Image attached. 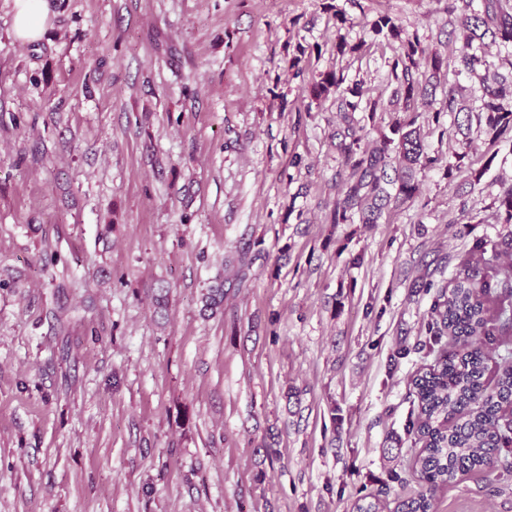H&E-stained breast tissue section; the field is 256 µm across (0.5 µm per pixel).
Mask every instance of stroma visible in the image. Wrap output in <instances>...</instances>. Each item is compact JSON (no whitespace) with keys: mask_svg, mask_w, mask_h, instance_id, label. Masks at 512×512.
Returning <instances> with one entry per match:
<instances>
[{"mask_svg":"<svg viewBox=\"0 0 512 512\" xmlns=\"http://www.w3.org/2000/svg\"><path fill=\"white\" fill-rule=\"evenodd\" d=\"M323 2L47 0L23 44L0 0V512H349L421 490L411 379L451 347L425 344L435 297L475 240L512 233V132L464 145L424 114L419 195L332 223L336 106L306 88L340 69L387 93L395 54L340 56L337 35L386 12L441 50L449 26L446 0ZM300 45L318 53L295 71ZM511 261L483 270L491 377L512 365ZM432 503L512 512V470Z\"/></svg>","mask_w":512,"mask_h":512,"instance_id":"35a3bbf8","label":"stroma"}]
</instances>
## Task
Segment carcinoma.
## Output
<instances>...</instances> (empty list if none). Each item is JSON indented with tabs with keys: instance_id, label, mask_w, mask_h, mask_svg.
I'll return each mask as SVG.
<instances>
[{
	"instance_id": "cac0c4a2",
	"label": "carcinoma",
	"mask_w": 512,
	"mask_h": 512,
	"mask_svg": "<svg viewBox=\"0 0 512 512\" xmlns=\"http://www.w3.org/2000/svg\"><path fill=\"white\" fill-rule=\"evenodd\" d=\"M448 41L452 58L471 78L479 81V105L474 106L464 88L448 89L439 108H434L441 74L448 61L408 34L393 17L384 14L364 23L373 38L398 43L390 64L388 101L373 99L360 81H347L341 70L318 74L310 86L315 99L334 96L341 125L336 129V149L345 171L336 173V208L332 223L345 224L352 216L375 224L384 209L413 200L418 192L417 169L432 162L425 151L417 121L427 112L454 115L458 132L472 125L496 141L512 129V60L497 65L483 48L512 46V0H448ZM411 112L407 121H397L389 132L372 142L356 112ZM503 223L512 224V183L496 198ZM486 289L479 264H468L455 277L448 292L434 302L436 330L448 333L453 349L439 357L411 384L418 413L409 432L420 444L415 468L425 489L400 501L394 512H431L432 493L470 472L498 465L499 448L512 442V425L501 411L512 403V366L494 378V392L487 393L486 356L482 336L486 332ZM385 505L365 497L351 504V512H383Z\"/></svg>"
}]
</instances>
